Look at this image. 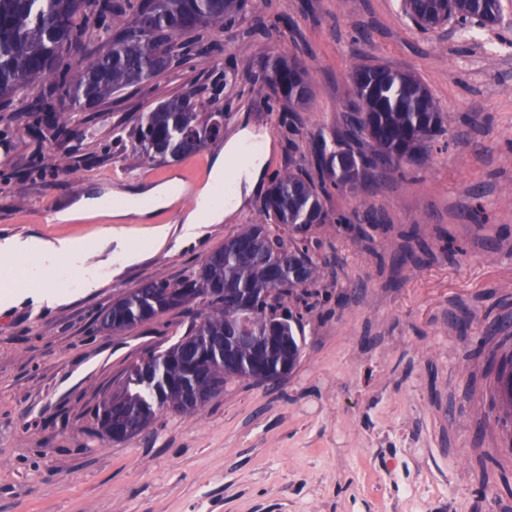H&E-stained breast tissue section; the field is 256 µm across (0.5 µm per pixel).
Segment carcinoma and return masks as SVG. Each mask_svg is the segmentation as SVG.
Segmentation results:
<instances>
[{"instance_id": "1", "label": "carcinoma", "mask_w": 512, "mask_h": 512, "mask_svg": "<svg viewBox=\"0 0 512 512\" xmlns=\"http://www.w3.org/2000/svg\"><path fill=\"white\" fill-rule=\"evenodd\" d=\"M500 0H403L405 14L422 30L450 20L465 28L487 26ZM241 0H0V107L30 90L39 96L29 107L40 112L57 99L96 107L113 94L142 83L167 67L162 47L175 37L224 29L234 21ZM351 94L343 112L345 136L336 149L316 158L318 177L292 167L274 180L264 203L266 220L283 225L294 240L329 215L327 185L343 191L356 186L369 169L398 171L429 159L447 135L444 115L426 87L410 72L384 65L357 64L350 73ZM257 92L273 95L295 112L310 101L312 85L296 61L279 56L263 69ZM138 163L179 161L224 139V112L188 93L160 102L128 133ZM319 267L299 246L249 224L210 253L193 277L181 284L140 283L102 310V327L118 332L201 297L206 312L169 347L134 364L123 388L96 409L101 435L121 426L134 436L161 411L190 414L183 404L186 357L196 355L197 384L219 395L230 380L252 379L277 366L278 356L296 366L301 338L290 319L277 313L282 297L314 285ZM247 321L258 334L273 321L283 336L279 355L243 346L237 364L224 371L219 341ZM496 396L512 412V357L497 372Z\"/></svg>"}]
</instances>
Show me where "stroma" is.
<instances>
[{"label":"stroma","mask_w":512,"mask_h":512,"mask_svg":"<svg viewBox=\"0 0 512 512\" xmlns=\"http://www.w3.org/2000/svg\"><path fill=\"white\" fill-rule=\"evenodd\" d=\"M168 68L97 107L58 100L23 120L0 111V237L93 238L88 263L106 278L82 292L80 269L15 265L0 287L25 297L0 309V512H512V418L495 395L498 359L512 337L488 322L512 318V25L483 39L455 23L420 30L401 0H243L234 23L185 38ZM295 58L313 96L296 118L258 94L271 57ZM416 74L445 115L447 147L421 167L373 173L330 191V223L312 226L309 255L322 277L300 313L303 347L276 383L232 381L194 415L161 412L115 443L95 431V409L131 366L187 327L182 310L117 334L99 311L146 280L181 281L246 225L265 220L264 196L193 240L182 220L110 225L107 218L47 221L86 196L166 183L179 172L181 210L195 207L223 143L179 162L132 163L124 130L157 102L186 92L215 102L232 135L240 115L267 132L265 178L310 166L317 143L342 132L354 63ZM68 117L70 139L38 130ZM70 151V169L55 159ZM371 216L369 238L336 215ZM169 225L159 249L149 227ZM115 228L116 237L105 236ZM428 253L401 262V234ZM461 251L448 255L443 236ZM138 248L125 263L118 246ZM66 289L49 308L33 291Z\"/></svg>","instance_id":"1"}]
</instances>
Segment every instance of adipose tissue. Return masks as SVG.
<instances>
[{"mask_svg": "<svg viewBox=\"0 0 512 512\" xmlns=\"http://www.w3.org/2000/svg\"><path fill=\"white\" fill-rule=\"evenodd\" d=\"M252 127L242 126L224 145L212 166L207 185L200 191L196 207L185 218L184 233L186 236H197L202 225L224 222L232 213L233 208L242 207L249 196L258 191L263 176V163L259 160L248 161L243 166H235L244 146L254 139ZM235 182V201L233 207H220L212 204L211 193L223 186L226 179ZM96 248L95 241L81 239H58L47 241L37 237L21 238L18 236L0 239V260L10 261L16 258H32L39 265L52 267L58 261L65 260L72 265H83Z\"/></svg>", "mask_w": 512, "mask_h": 512, "instance_id": "ef3b65f1", "label": "adipose tissue"}]
</instances>
